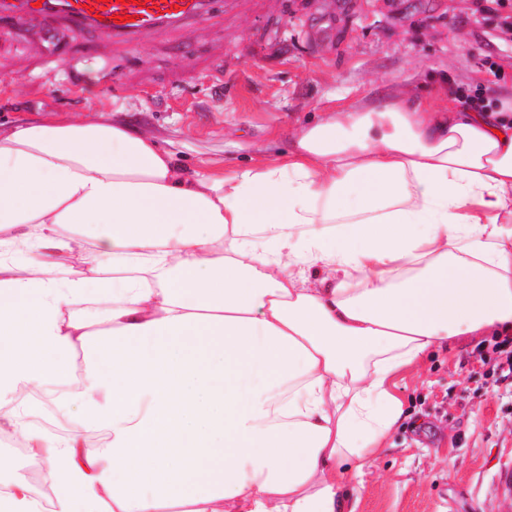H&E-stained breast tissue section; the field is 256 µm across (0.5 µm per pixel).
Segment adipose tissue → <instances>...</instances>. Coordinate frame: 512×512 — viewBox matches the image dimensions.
Listing matches in <instances>:
<instances>
[{
  "mask_svg": "<svg viewBox=\"0 0 512 512\" xmlns=\"http://www.w3.org/2000/svg\"><path fill=\"white\" fill-rule=\"evenodd\" d=\"M470 336H512V102L348 103L190 177L109 121L0 130V415L56 512H357L396 378ZM57 385L62 437L18 398Z\"/></svg>",
  "mask_w": 512,
  "mask_h": 512,
  "instance_id": "adipose-tissue-1",
  "label": "adipose tissue"
}]
</instances>
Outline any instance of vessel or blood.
I'll list each match as a JSON object with an SVG mask.
<instances>
[{"label":"vessel or blood","instance_id":"1","mask_svg":"<svg viewBox=\"0 0 512 512\" xmlns=\"http://www.w3.org/2000/svg\"><path fill=\"white\" fill-rule=\"evenodd\" d=\"M208 0H146L145 5H122L118 0H0V19L17 13L35 15L47 25L65 23L73 33L97 29L108 36L136 44L148 30H165L203 16Z\"/></svg>","mask_w":512,"mask_h":512}]
</instances>
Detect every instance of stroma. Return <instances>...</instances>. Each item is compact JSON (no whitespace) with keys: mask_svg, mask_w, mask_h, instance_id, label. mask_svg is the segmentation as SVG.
Segmentation results:
<instances>
[{"mask_svg":"<svg viewBox=\"0 0 512 512\" xmlns=\"http://www.w3.org/2000/svg\"><path fill=\"white\" fill-rule=\"evenodd\" d=\"M512 0H214L174 37L128 47L22 20L0 29V126L84 117L152 134L192 175L288 148L338 95L512 91ZM499 73H488L489 64ZM449 344L397 379L404 404L354 492L359 512H512V376Z\"/></svg>","mask_w":512,"mask_h":512,"instance_id":"stroma-1","label":"stroma"}]
</instances>
